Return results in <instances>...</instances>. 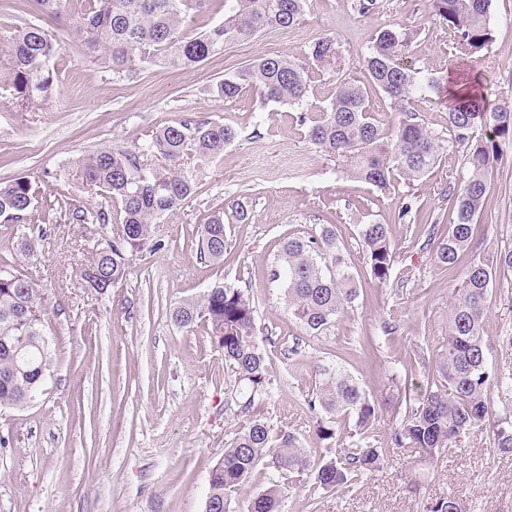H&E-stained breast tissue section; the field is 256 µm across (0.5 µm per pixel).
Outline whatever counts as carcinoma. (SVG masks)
I'll return each instance as SVG.
<instances>
[{
	"label": "carcinoma",
	"instance_id": "obj_1",
	"mask_svg": "<svg viewBox=\"0 0 512 512\" xmlns=\"http://www.w3.org/2000/svg\"><path fill=\"white\" fill-rule=\"evenodd\" d=\"M197 9L209 0H32L37 11L70 16L85 38L92 62L107 65L112 73L133 78L138 69L172 65L195 67L224 52V44L248 41L268 29L289 28L303 16L308 0H224V21L203 33L185 23V7ZM436 16L448 28L461 55L474 56L493 42L490 27L492 0H432ZM411 43L409 33L395 27L381 29L364 57L371 87L347 78H334V91L319 118L308 128L312 145L340 162L342 171L382 193L400 185L411 187L435 167L440 154L466 148L467 176L460 188L448 187L446 199L455 219L427 228L425 246L441 268L453 273L463 262L467 273L448 308L445 349L431 362L419 360L425 371V390L406 407L391 434L395 448H413L419 457L435 462L460 450L464 438L486 424L492 426L494 447L512 454V415H493V396L512 393V376L492 369L487 360L485 319L496 270L512 271V249L488 258L475 257L480 241L478 219L490 191L485 171L499 157L497 137L512 135V104L489 106L472 86L463 83L448 109V138L432 131L417 113L403 109L412 96L441 88V79L428 70L404 62ZM10 52L8 76L12 102L27 110L48 99L55 89L50 61L59 53L56 36L32 22L0 25V47ZM336 42L323 36L302 60L281 56L259 58L224 75L214 92L235 99L249 88L261 102L308 105L314 79L326 75L335 63ZM373 89L402 111L395 126L379 118L368 89ZM492 135L473 139L475 120ZM238 135L227 123L206 118L171 121L143 143L112 146L82 156L77 171L86 185L98 188L118 204L117 236L95 250L83 268L87 287L104 294L126 279L130 257L159 248L154 225L166 213L194 194L202 163L224 153ZM38 186L29 176L0 184V218L14 224H50L62 218L76 224H110L112 211L75 203L70 192L60 191L57 207L37 208ZM249 213L236 202L213 212L199 237V258L224 261L226 224L241 223ZM366 274L380 284L391 281L395 251L391 228L372 222L357 226ZM339 239L336 225L323 224L312 233H291L282 238L270 277L284 290L291 316L310 335L335 327L352 307L360 289V275ZM171 320L180 328L203 325L212 342L232 366L247 398L246 414L268 396V364L256 340L255 307L243 289L217 282L197 298L174 307ZM43 289L23 271L0 265V407H23L42 390L51 363L46 336ZM319 439H335L336 426L354 419L358 439L323 460L313 471L314 489L344 494L364 475L383 466L384 451L374 444L371 428L380 405L345 366L318 370L313 396ZM272 464L285 475L309 470L310 454L288 430L260 419L247 422L235 433L224 456L212 468L207 499L224 512H279L281 489L274 484L231 507L256 468ZM426 512H461L450 494L426 505Z\"/></svg>",
	"mask_w": 512,
	"mask_h": 512
}]
</instances>
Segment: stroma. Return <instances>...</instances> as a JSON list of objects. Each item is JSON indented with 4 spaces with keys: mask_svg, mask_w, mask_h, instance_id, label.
Segmentation results:
<instances>
[{
    "mask_svg": "<svg viewBox=\"0 0 512 512\" xmlns=\"http://www.w3.org/2000/svg\"><path fill=\"white\" fill-rule=\"evenodd\" d=\"M58 38L56 90L28 112L0 96V183L36 180L39 204L53 203L60 186L89 208L98 191L75 175V160L115 144L144 141L167 122L204 116L234 125L237 139L208 163L195 194L155 227L162 249L131 257L129 274L100 294L81 270L116 224H8L0 246L46 295L52 363L42 393L21 408H0V512H205L211 469L244 422L235 373L204 328L174 325L171 310L215 281L242 288L256 308L257 340L266 354L271 396L253 414L291 431L312 455L323 443L307 400L318 365L346 368L376 398L372 429L385 450L382 471L349 493L312 492L269 465H259L242 489L253 496L282 488L280 512H423L424 503L452 494L464 512H512V455L495 450L489 430L471 434L460 452L421 465L411 448L390 436L409 398L423 389L419 356H436L448 336V307L466 269L443 271L424 248L436 218L453 221L443 193L465 173L461 151L442 154L436 168L405 196L382 195L340 172L316 149L297 120L298 109L263 104L253 91L227 101L214 87L224 74L263 56L303 58L325 35L334 37L342 75L365 81L362 61L375 34L389 26L413 32L407 59L444 71L452 38L431 0H376L359 14L353 0H309L298 24L270 29L225 45L223 55L190 69L145 68L131 79L90 62L84 38L69 17L46 18ZM493 42L476 57L454 56L472 73L487 104L512 103V0H493ZM490 186L482 218L480 254L512 247V142L502 143L486 174ZM239 201L246 222L228 225L223 263L200 262L197 229L225 204ZM389 225L396 252L391 282H365L353 310L320 336L308 335L288 311L270 269L283 236L336 225L355 264H362L357 225ZM39 238L38 255L20 250L22 237ZM395 330L384 334L382 322ZM488 360L512 374V273L496 280L485 320ZM373 337L364 346V337Z\"/></svg>",
    "mask_w": 512,
    "mask_h": 512,
    "instance_id": "obj_1",
    "label": "stroma"
}]
</instances>
